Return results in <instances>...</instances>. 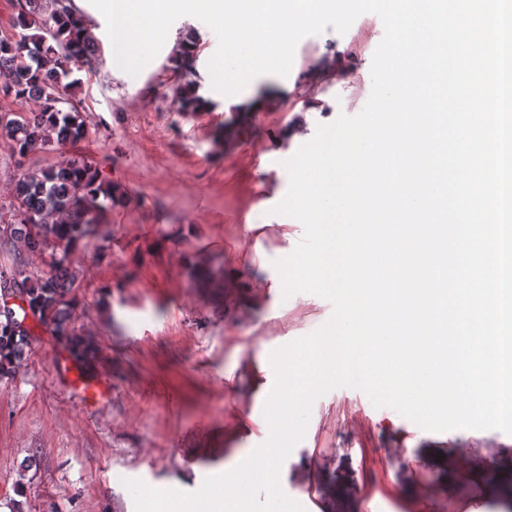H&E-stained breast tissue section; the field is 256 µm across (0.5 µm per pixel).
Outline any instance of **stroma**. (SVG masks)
<instances>
[{
  "mask_svg": "<svg viewBox=\"0 0 512 512\" xmlns=\"http://www.w3.org/2000/svg\"><path fill=\"white\" fill-rule=\"evenodd\" d=\"M190 31L207 102L197 112L181 111L175 93L176 46ZM169 34L175 46L138 76L113 67L105 46L95 67L73 71L82 140L19 159L0 136L1 218L22 167L83 157L124 195L74 258L75 327L98 347L94 369L81 372L40 328L15 378L0 384V512H135L128 479L196 491L265 442L256 376L274 382L270 353L332 313L320 296H284L274 267L304 234L273 211L289 186L283 133L299 124L309 139L363 109L384 35L377 15L342 35L303 38L288 76L264 74L248 89L250 112L225 107L211 87L217 38L207 25L184 16ZM333 55L341 70L323 73ZM462 449L478 459L512 451V435L426 431L338 388L314 402L280 484L306 512H323L315 486L337 469L355 489L353 512H504L489 485L437 459Z\"/></svg>",
  "mask_w": 512,
  "mask_h": 512,
  "instance_id": "35a3bbf8",
  "label": "stroma"
}]
</instances>
